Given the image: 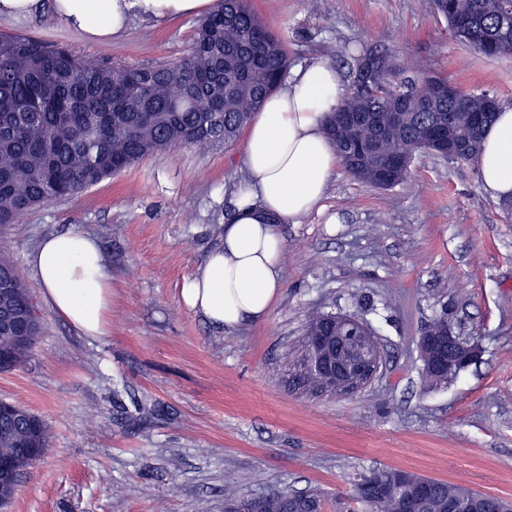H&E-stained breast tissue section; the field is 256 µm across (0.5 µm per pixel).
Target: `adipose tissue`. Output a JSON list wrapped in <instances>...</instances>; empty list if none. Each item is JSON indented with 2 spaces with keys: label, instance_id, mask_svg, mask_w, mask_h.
<instances>
[{
  "label": "adipose tissue",
  "instance_id": "obj_1",
  "mask_svg": "<svg viewBox=\"0 0 512 512\" xmlns=\"http://www.w3.org/2000/svg\"><path fill=\"white\" fill-rule=\"evenodd\" d=\"M214 0H0V19L52 18L97 45L124 34L132 19L163 22L209 13ZM347 94L324 58L292 69L250 122L241 155L246 172L211 251L181 286V299L211 324L229 330L266 317L283 285L285 224L317 209L339 157L325 134L326 116ZM477 166L487 192L512 196V106H501L487 130ZM29 263L53 310L81 335H105L112 280L97 239L80 233L44 238Z\"/></svg>",
  "mask_w": 512,
  "mask_h": 512
}]
</instances>
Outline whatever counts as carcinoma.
I'll use <instances>...</instances> for the list:
<instances>
[{
  "label": "carcinoma",
  "instance_id": "obj_1",
  "mask_svg": "<svg viewBox=\"0 0 512 512\" xmlns=\"http://www.w3.org/2000/svg\"><path fill=\"white\" fill-rule=\"evenodd\" d=\"M448 21L451 36L487 57L512 55V0H432ZM356 79L350 93L326 119V133L346 170L359 181L381 186L368 160L348 161L349 143L364 139L362 129L336 134L340 112L373 114L385 125L378 158L410 160L425 149L426 132L437 113L451 114L454 135L467 142L450 158L475 163L486 129L500 107L488 93L460 92L437 105L424 103L428 78L439 84L441 73L401 74L396 64L379 57L355 59ZM288 46L252 9L249 0H218L199 19L188 53L173 63L141 66L85 59L60 44L15 33H0V232L20 222L29 210L77 195L117 175L136 162L166 149L206 150L233 143L262 102L281 84L288 70ZM406 107L401 124L389 121L397 103ZM0 279L15 283L0 294V311L28 316L37 323L22 343L0 329V354L8 371L21 365L41 334L42 323L28 288L8 254L0 250ZM312 351L301 341L289 373L292 386L315 392L310 384ZM50 446L45 423L29 410L12 406L11 420L0 417V464L24 473ZM376 468L354 482L349 512H395L418 474ZM461 486L433 481L417 512H446ZM224 501L245 512H321L322 499L311 491L288 489L243 497L224 494Z\"/></svg>",
  "mask_w": 512,
  "mask_h": 512
}]
</instances>
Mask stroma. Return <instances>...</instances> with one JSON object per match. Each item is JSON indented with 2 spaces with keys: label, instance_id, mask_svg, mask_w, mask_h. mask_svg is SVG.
Listing matches in <instances>:
<instances>
[{
  "label": "stroma",
  "instance_id": "1",
  "mask_svg": "<svg viewBox=\"0 0 512 512\" xmlns=\"http://www.w3.org/2000/svg\"><path fill=\"white\" fill-rule=\"evenodd\" d=\"M250 4L286 41L290 66L333 51L347 76L358 55L384 53L512 105V56L452 38L430 0ZM195 25L138 20L98 46L47 16L0 31L154 65L186 55ZM243 145L160 152L0 234L44 324L27 360L0 372V400L38 415L51 440L0 512H224L229 476L242 495L314 490L323 512H341L359 474L379 467L512 499V218L477 165L421 152L388 189L338 169L320 209L282 228L283 285L267 316L223 330L180 288L223 241ZM66 232L95 236L104 252V336L59 317L28 263L41 239ZM317 311L356 317L379 343L380 367L357 394L288 384ZM443 312L481 354L432 387L417 342Z\"/></svg>",
  "mask_w": 512,
  "mask_h": 512
}]
</instances>
